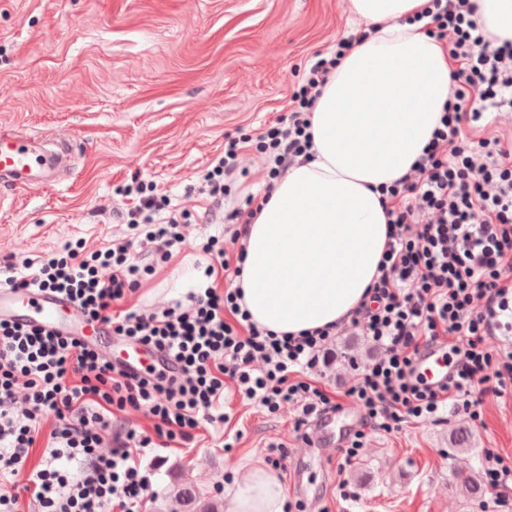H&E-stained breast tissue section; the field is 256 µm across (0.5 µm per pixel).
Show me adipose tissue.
Segmentation results:
<instances>
[{
  "instance_id": "adipose-tissue-1",
  "label": "adipose tissue",
  "mask_w": 512,
  "mask_h": 512,
  "mask_svg": "<svg viewBox=\"0 0 512 512\" xmlns=\"http://www.w3.org/2000/svg\"><path fill=\"white\" fill-rule=\"evenodd\" d=\"M426 0H347L375 26L331 72L311 117L312 160L292 167L250 224L241 305L259 328L299 334L342 322L367 299L388 242L380 186L422 154L449 94L450 66L414 14ZM496 41L512 0H475ZM284 489L246 465L228 512H281Z\"/></svg>"
}]
</instances>
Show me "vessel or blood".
Returning a JSON list of instances; mask_svg holds the SVG:
<instances>
[{"label":"vessel or blood","mask_w":512,"mask_h":512,"mask_svg":"<svg viewBox=\"0 0 512 512\" xmlns=\"http://www.w3.org/2000/svg\"><path fill=\"white\" fill-rule=\"evenodd\" d=\"M70 143L61 139L53 147L22 138L15 133H0V180L6 179L20 189H29L46 182V168L65 167ZM0 318H8L49 332L68 335L77 328L79 337H97L107 333L105 322H85L81 313L65 297L35 288H11L0 284ZM114 360L129 372L162 362V355L146 346L135 344L114 353ZM417 371L428 382L444 381L453 365L441 350L425 354L417 362Z\"/></svg>","instance_id":"obj_1"}]
</instances>
